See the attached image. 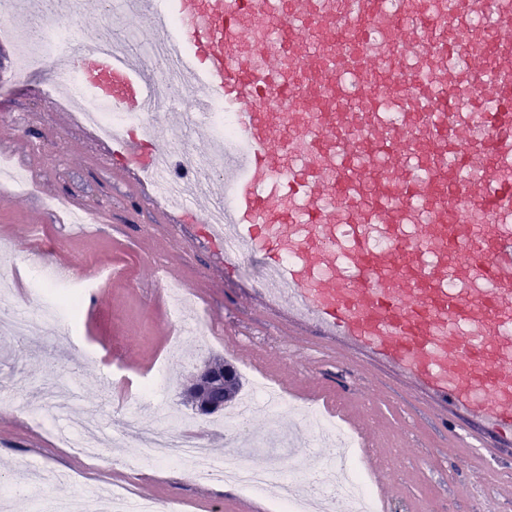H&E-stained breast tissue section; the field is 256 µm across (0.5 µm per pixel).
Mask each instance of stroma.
<instances>
[{
  "instance_id": "1",
  "label": "stroma",
  "mask_w": 512,
  "mask_h": 512,
  "mask_svg": "<svg viewBox=\"0 0 512 512\" xmlns=\"http://www.w3.org/2000/svg\"><path fill=\"white\" fill-rule=\"evenodd\" d=\"M70 25L84 43L109 30L140 46L150 29L118 9L85 11L79 0ZM53 78L49 71L25 86L0 83V155L29 183L25 191L0 185V283L10 287L15 313L37 316L57 294L39 278L30 252L81 272L108 269L112 278L84 295L74 325L58 321L24 341L0 327V485L33 466L67 477L37 486L41 502L109 487L174 504L177 512L272 504L275 488L220 493L189 467L155 461L131 445L132 418L145 430L200 435L212 456L226 457L224 424L238 402L204 415L187 395L200 369L220 360L240 375L242 395L264 378L283 397L277 409L252 418L249 442L292 421L313 433L320 412L339 423L351 414L385 456L394 484L388 512H512V456L488 461L464 450L465 420L433 408L396 374L343 361L319 332L291 328L260 307L253 299L258 261L243 258L225 274L224 255L204 241L201 224L166 223L80 115L51 104L43 88ZM51 197L89 212L92 224L73 232L47 206ZM173 287L184 289L197 323L175 321ZM79 416L104 425L97 460L59 439Z\"/></svg>"
}]
</instances>
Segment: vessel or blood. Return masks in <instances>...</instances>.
<instances>
[{
	"mask_svg": "<svg viewBox=\"0 0 512 512\" xmlns=\"http://www.w3.org/2000/svg\"><path fill=\"white\" fill-rule=\"evenodd\" d=\"M190 77L163 102L139 47L64 55L105 106L184 121L218 101L224 268L255 301L512 446V0H136ZM113 157L162 195L157 132Z\"/></svg>",
	"mask_w": 512,
	"mask_h": 512,
	"instance_id": "obj_1",
	"label": "vessel or blood"
}]
</instances>
